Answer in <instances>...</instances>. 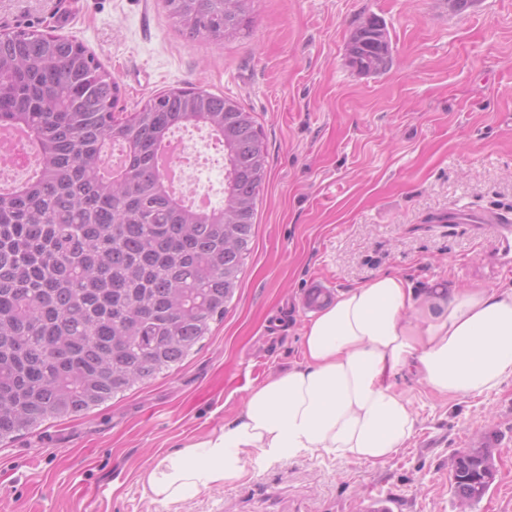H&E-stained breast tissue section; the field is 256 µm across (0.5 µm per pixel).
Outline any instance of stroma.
Listing matches in <instances>:
<instances>
[{"label":"stroma","mask_w":512,"mask_h":512,"mask_svg":"<svg viewBox=\"0 0 512 512\" xmlns=\"http://www.w3.org/2000/svg\"><path fill=\"white\" fill-rule=\"evenodd\" d=\"M377 17L392 64H348ZM82 42L132 112L194 85L236 99L264 132L269 177L253 250L223 320L173 372L87 414L0 443V512H460L451 459L488 442L495 480L472 512H512V382L466 399L395 376L416 431L383 463L250 457L237 483L168 507L142 477L170 449L241 413L251 387L300 359L307 298L383 272L421 292L488 287L496 227L512 225V0H255L232 40H189L163 0H0V29ZM457 220H449V213Z\"/></svg>","instance_id":"stroma-1"}]
</instances>
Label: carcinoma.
<instances>
[{
  "label": "carcinoma",
  "mask_w": 512,
  "mask_h": 512,
  "mask_svg": "<svg viewBox=\"0 0 512 512\" xmlns=\"http://www.w3.org/2000/svg\"><path fill=\"white\" fill-rule=\"evenodd\" d=\"M254 0H165L192 39L228 41ZM348 64L379 75L388 36L370 17ZM86 47L18 29L0 35V128L23 129L33 172L0 192V442L51 419L84 415L181 366L224 318L252 250L268 153L253 113L203 88L160 92L136 112ZM224 151V196L189 205L159 170L177 128ZM124 152L123 171L104 166ZM454 494L480 503L496 474L482 443L452 459Z\"/></svg>",
  "instance_id": "1"
}]
</instances>
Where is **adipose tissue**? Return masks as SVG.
<instances>
[{"label": "adipose tissue", "instance_id": "ef3b65f1", "mask_svg": "<svg viewBox=\"0 0 512 512\" xmlns=\"http://www.w3.org/2000/svg\"><path fill=\"white\" fill-rule=\"evenodd\" d=\"M401 371L458 398L512 380V284L440 288L424 301L385 272L341 291L304 325L300 361L252 388L236 420L154 463L144 493L168 506L233 485L253 454L385 462L416 430L411 400L389 381Z\"/></svg>", "mask_w": 512, "mask_h": 512}]
</instances>
